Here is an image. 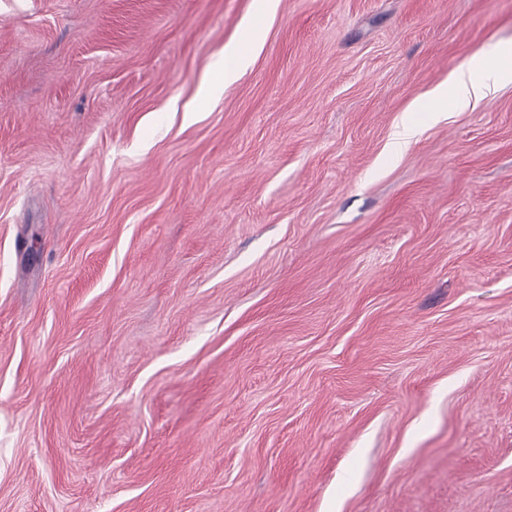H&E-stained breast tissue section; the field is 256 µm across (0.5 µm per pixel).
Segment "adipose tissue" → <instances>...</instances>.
<instances>
[{"label": "adipose tissue", "instance_id": "obj_1", "mask_svg": "<svg viewBox=\"0 0 512 512\" xmlns=\"http://www.w3.org/2000/svg\"><path fill=\"white\" fill-rule=\"evenodd\" d=\"M259 38V29H250L224 52L217 75L202 85L203 97L220 95L225 85L239 78L246 57ZM508 83H512V43L499 45L490 53L481 49L430 91L427 110L436 118L450 112H464Z\"/></svg>", "mask_w": 512, "mask_h": 512}]
</instances>
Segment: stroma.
<instances>
[{
	"mask_svg": "<svg viewBox=\"0 0 512 512\" xmlns=\"http://www.w3.org/2000/svg\"><path fill=\"white\" fill-rule=\"evenodd\" d=\"M510 40L512 0H0V512H512V84L421 110ZM260 38L258 28L244 32L241 40L231 49L225 50L219 63L218 74L203 83L201 92L204 98H211L224 92V85L235 82L243 71L247 54L251 52Z\"/></svg>",
	"mask_w": 512,
	"mask_h": 512,
	"instance_id": "stroma-1",
	"label": "stroma"
}]
</instances>
